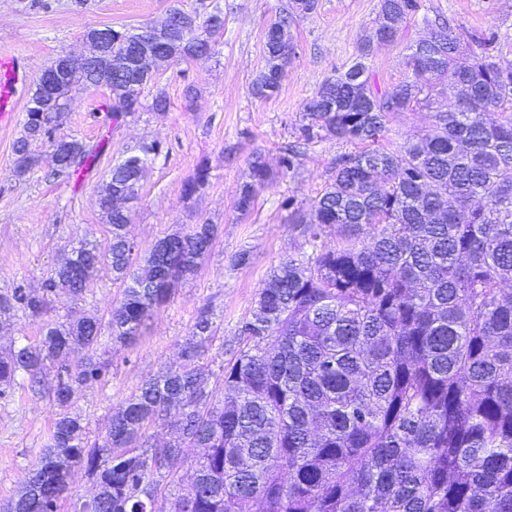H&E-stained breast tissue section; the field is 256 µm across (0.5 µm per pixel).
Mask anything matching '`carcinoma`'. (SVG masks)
Segmentation results:
<instances>
[{
  "mask_svg": "<svg viewBox=\"0 0 512 512\" xmlns=\"http://www.w3.org/2000/svg\"><path fill=\"white\" fill-rule=\"evenodd\" d=\"M317 6L289 0L270 25L254 97L279 91L288 64L283 42L296 48L289 28ZM418 10L419 0H380L376 31L398 34ZM423 22L430 36L408 46L405 80L375 92L357 61L305 100L298 144L282 169L295 170L305 148L323 141L358 151L336 157L331 183L310 211L291 197L280 202L292 209L307 248L270 271L238 328L243 346L222 366L221 386H210L213 372L200 363L216 332L203 308L183 364L144 380L104 435L89 441L69 413L78 388L108 373L98 354L104 334L115 345L135 341L215 238L217 225L194 224L164 236L165 250L136 264L126 210L111 198L136 199L164 152L161 140L128 147L112 164L99 199L107 245L71 247L40 295L21 284L0 294V318L20 312L41 321L36 342L0 354V396L14 386L40 389L52 368L59 408L49 446L10 500L14 509L57 512L80 466L96 487L92 512H148V488L158 498L176 490L170 512H512V60L493 53L494 33L474 49L449 22ZM200 26L202 38L163 40L161 66L216 54L224 8L213 4ZM110 30L112 70L126 69L137 28ZM445 81L455 94L443 101ZM79 86L108 89L115 119L143 108L139 78L118 81L96 66L62 75L56 92L28 100L13 146L17 175L36 165L35 142L48 145L63 181L94 163L97 149L57 134L55 125ZM414 105L435 109L433 132L383 146L390 117ZM250 169L235 202L242 216L271 180L261 155ZM208 182L202 163L183 192L192 196ZM327 227L339 233L334 247L322 241ZM105 263L123 287L107 322L43 320L50 295L83 298ZM77 345L86 355L72 366L67 355ZM174 402L180 417L158 448L146 432L166 424ZM192 447L203 454L183 485L177 468Z\"/></svg>",
  "mask_w": 512,
  "mask_h": 512,
  "instance_id": "1",
  "label": "carcinoma"
}]
</instances>
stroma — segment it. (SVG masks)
<instances>
[{"label":"stroma","instance_id":"obj_1","mask_svg":"<svg viewBox=\"0 0 512 512\" xmlns=\"http://www.w3.org/2000/svg\"><path fill=\"white\" fill-rule=\"evenodd\" d=\"M207 0H0V53L18 57L27 78L16 93L12 121L0 126V292L17 284L40 290L69 243L91 239L106 244L109 226L98 208L109 168L126 147L161 139L169 147L147 171L138 198L128 211L129 225L146 256L153 243L191 225L208 222L218 232L197 272L178 284L172 301L129 346L104 353L106 383L81 388L73 406L89 438L101 436L108 419L143 380L178 367L181 350L201 308H210L216 338L203 362L213 372L233 360L235 328L254 305L270 270L283 257L304 249V239L290 224L283 198L308 208L331 181L336 157L352 144L325 141L302 156L295 171L282 172L280 159L296 141L295 125L304 101L320 83L359 57L375 28L379 0H319L315 13L292 28L298 46L278 93L267 99L250 93L264 64L263 44L270 25L288 0H220L224 29L218 52L198 61L167 67L143 92L144 108L135 115L110 119L100 87L69 93L58 124L60 134L87 144L101 136L109 142L94 169L73 183L49 177V149L35 145L38 164L19 178L14 174L13 145L23 131L25 108L48 62L87 49L85 35L104 26H138L160 20L171 5L201 10ZM423 13L441 15L466 34L497 33L504 57L512 59V0H420ZM420 20L410 21L395 41L374 46L368 61L369 83L381 91L410 73L409 43L424 37ZM194 86V99L185 89ZM164 93L169 108L155 112L153 97ZM261 153L275 176L260 192L254 210L243 217L235 209L240 186L250 179L249 162ZM206 163L208 184L193 196L183 185L199 163ZM247 253L241 266L232 260ZM121 297L109 266H101L84 300L65 292L51 296L48 319L63 321L93 314L108 319ZM58 409L47 393L15 389L0 400V504L21 488L40 457Z\"/></svg>","mask_w":512,"mask_h":512}]
</instances>
